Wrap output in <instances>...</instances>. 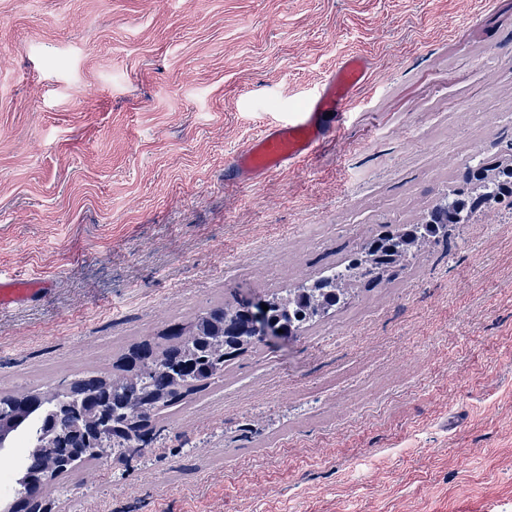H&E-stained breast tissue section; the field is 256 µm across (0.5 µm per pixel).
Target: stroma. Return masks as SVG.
<instances>
[{
    "label": "stroma",
    "mask_w": 512,
    "mask_h": 512,
    "mask_svg": "<svg viewBox=\"0 0 512 512\" xmlns=\"http://www.w3.org/2000/svg\"><path fill=\"white\" fill-rule=\"evenodd\" d=\"M370 83L315 155L224 161L345 54ZM512 163V0H0V390L199 309L320 277ZM57 512H512V207L484 208L291 341L243 354ZM46 283L39 278L0 279V310L22 304L46 291Z\"/></svg>",
    "instance_id": "obj_1"
}]
</instances>
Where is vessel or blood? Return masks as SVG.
I'll return each mask as SVG.
<instances>
[{
    "label": "vessel or blood",
    "mask_w": 512,
    "mask_h": 512,
    "mask_svg": "<svg viewBox=\"0 0 512 512\" xmlns=\"http://www.w3.org/2000/svg\"><path fill=\"white\" fill-rule=\"evenodd\" d=\"M371 62L362 53L345 55L321 81L315 95L288 122L264 129L235 150L224 167L225 183L252 186L273 173L311 157L343 123L356 92L368 84ZM38 278L0 279V310L42 295Z\"/></svg>",
    "instance_id": "obj_1"
}]
</instances>
